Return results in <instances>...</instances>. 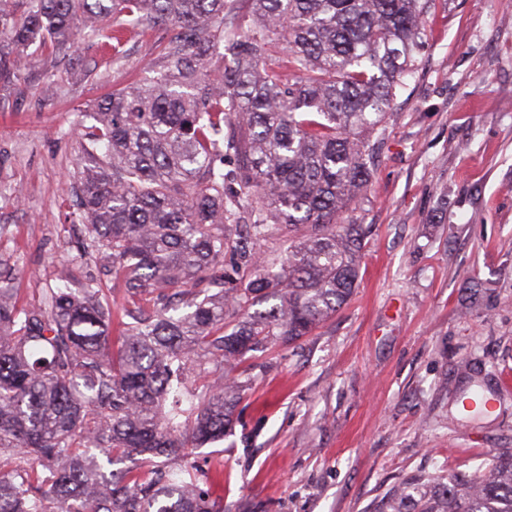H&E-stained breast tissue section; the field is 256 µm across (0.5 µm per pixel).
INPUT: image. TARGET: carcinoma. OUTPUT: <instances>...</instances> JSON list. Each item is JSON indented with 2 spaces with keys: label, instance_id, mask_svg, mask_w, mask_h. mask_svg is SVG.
Returning a JSON list of instances; mask_svg holds the SVG:
<instances>
[{
  "label": "carcinoma",
  "instance_id": "1",
  "mask_svg": "<svg viewBox=\"0 0 512 512\" xmlns=\"http://www.w3.org/2000/svg\"><path fill=\"white\" fill-rule=\"evenodd\" d=\"M8 2L1 83L110 16L117 54L129 27L175 33L73 128L74 259L117 277L123 302L92 278L22 303L0 269V512H224L179 460L232 430L241 385L217 369L309 335L353 294L368 227L342 215L371 185L425 5ZM276 230L288 248L268 254ZM378 512H512V451L405 482Z\"/></svg>",
  "mask_w": 512,
  "mask_h": 512
}]
</instances>
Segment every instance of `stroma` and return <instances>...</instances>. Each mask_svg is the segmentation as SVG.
Masks as SVG:
<instances>
[{
  "label": "stroma",
  "mask_w": 512,
  "mask_h": 512,
  "mask_svg": "<svg viewBox=\"0 0 512 512\" xmlns=\"http://www.w3.org/2000/svg\"><path fill=\"white\" fill-rule=\"evenodd\" d=\"M173 30L89 36L0 84V260L21 299L85 268L73 125L142 75ZM357 287L309 336L240 365L231 433L190 449L224 512H374L397 485L512 448V0H430L370 191Z\"/></svg>",
  "instance_id": "stroma-1"
}]
</instances>
